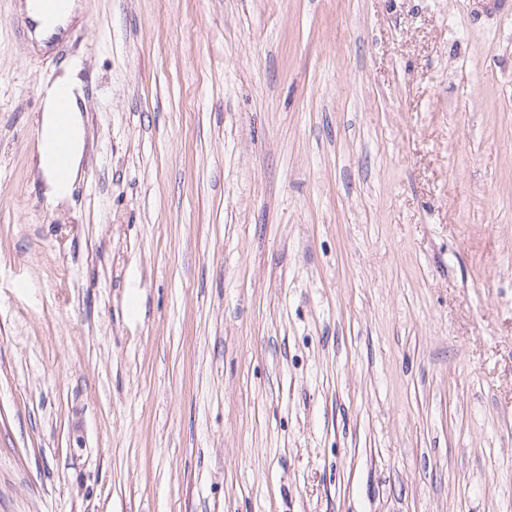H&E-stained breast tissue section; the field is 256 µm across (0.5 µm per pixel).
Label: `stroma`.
<instances>
[{
	"label": "stroma",
	"mask_w": 512,
	"mask_h": 512,
	"mask_svg": "<svg viewBox=\"0 0 512 512\" xmlns=\"http://www.w3.org/2000/svg\"><path fill=\"white\" fill-rule=\"evenodd\" d=\"M78 2L0 0V512H512V7ZM74 1L75 0H68L64 7L63 0H34V2L41 5L38 14L39 19L34 20L29 15L22 17L17 22L16 30L18 35L24 34L26 29L33 28L36 24L41 25L45 31H50L54 28L57 15L63 7L64 13L59 19L56 29L52 33L58 34L60 29L65 30L78 16V9H80V6ZM43 29L40 26H35L34 33L39 46L46 47V44L43 43V41L48 39L51 33H47L43 31ZM80 70L81 67L78 64H68L62 76L58 77L51 84H45L43 88L42 114L39 120L42 138L40 136L37 140V170L46 186L45 194L50 200L56 202L71 198L84 155L86 134L80 102L84 104L85 99L83 82L79 77ZM60 88H65L68 91L69 123L71 128L69 166V130L64 118L66 112H68L66 108L67 92L65 90L59 91L61 118L48 135L47 152L45 146V133L53 127L57 118V93ZM55 171L65 173L58 174Z\"/></svg>",
	"instance_id": "obj_1"
}]
</instances>
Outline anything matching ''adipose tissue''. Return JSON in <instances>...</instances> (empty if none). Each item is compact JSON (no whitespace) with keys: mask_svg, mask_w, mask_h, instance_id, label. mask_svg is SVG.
Here are the masks:
<instances>
[{"mask_svg":"<svg viewBox=\"0 0 512 512\" xmlns=\"http://www.w3.org/2000/svg\"><path fill=\"white\" fill-rule=\"evenodd\" d=\"M79 71V65H67L62 76L43 88L42 114L39 123L41 129L45 131L50 130L56 121L59 89L63 88L68 92L71 149L66 172L59 174L53 171L48 163L45 144L41 143L37 146L38 173L46 186L47 197L56 202L71 198L84 155L85 123L81 109L84 91Z\"/></svg>","mask_w":512,"mask_h":512,"instance_id":"1","label":"adipose tissue"}]
</instances>
